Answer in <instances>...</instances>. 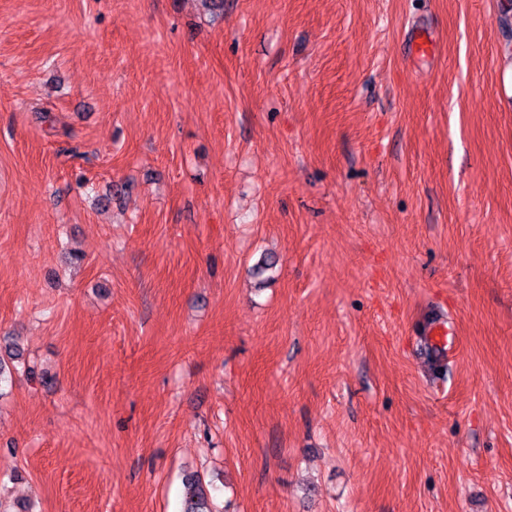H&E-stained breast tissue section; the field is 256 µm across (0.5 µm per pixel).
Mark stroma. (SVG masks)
<instances>
[{
  "label": "stroma",
  "mask_w": 512,
  "mask_h": 512,
  "mask_svg": "<svg viewBox=\"0 0 512 512\" xmlns=\"http://www.w3.org/2000/svg\"><path fill=\"white\" fill-rule=\"evenodd\" d=\"M507 45L512 0H0V500L512 512ZM428 342L433 349L436 359L439 362H446L452 358L457 351V343L454 336L448 331L445 322L438 321L431 323L426 330ZM184 507L182 512H216L210 504L213 483L200 475H190L183 481Z\"/></svg>",
  "instance_id": "obj_1"
}]
</instances>
